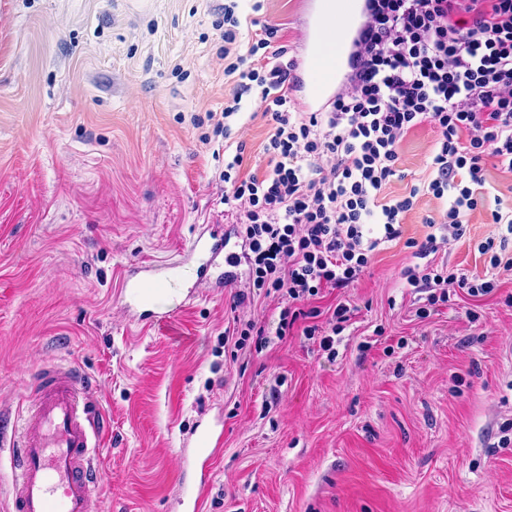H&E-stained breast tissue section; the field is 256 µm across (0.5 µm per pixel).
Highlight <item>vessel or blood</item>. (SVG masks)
Listing matches in <instances>:
<instances>
[{
  "instance_id": "obj_1",
  "label": "vessel or blood",
  "mask_w": 512,
  "mask_h": 512,
  "mask_svg": "<svg viewBox=\"0 0 512 512\" xmlns=\"http://www.w3.org/2000/svg\"><path fill=\"white\" fill-rule=\"evenodd\" d=\"M296 69L307 111L319 112L334 99L347 79L343 61L352 55L363 15L362 0H305ZM339 33L334 52L324 48L331 27ZM236 246L225 234L202 229L192 240L185 263L196 283L227 288L238 278ZM180 273L176 267L137 263L125 269L120 298L140 323L162 329L171 325L170 290ZM38 400L22 435L12 444L16 472L11 512H102L97 491L101 480L94 457L102 447L109 422L99 408L81 403L84 380L73 369L53 368L36 380ZM224 445L220 429L201 430L195 441V463L180 501L184 512H200L210 485V465Z\"/></svg>"
}]
</instances>
